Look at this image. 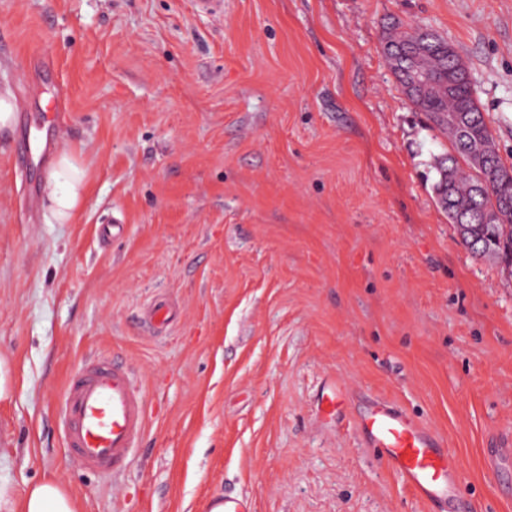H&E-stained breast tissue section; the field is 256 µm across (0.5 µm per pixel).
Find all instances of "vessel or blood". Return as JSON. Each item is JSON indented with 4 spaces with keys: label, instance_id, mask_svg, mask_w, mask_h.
Returning a JSON list of instances; mask_svg holds the SVG:
<instances>
[{
    "label": "vessel or blood",
    "instance_id": "1",
    "mask_svg": "<svg viewBox=\"0 0 512 512\" xmlns=\"http://www.w3.org/2000/svg\"><path fill=\"white\" fill-rule=\"evenodd\" d=\"M56 116L41 113L36 121L22 120L13 147L20 167L40 164L51 148L46 131ZM349 388L336 380L320 396L324 413L336 415ZM64 446L81 465L100 473L123 468L142 441L147 425L145 398L131 368L121 359L94 357L71 373L58 413ZM356 427L369 447L378 449L387 466L425 502L441 512H469L460 496V465L447 440L405 411L376 399ZM205 512H251L249 499L215 495Z\"/></svg>",
    "mask_w": 512,
    "mask_h": 512
}]
</instances>
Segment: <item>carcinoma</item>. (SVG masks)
Wrapping results in <instances>:
<instances>
[{
    "instance_id": "cac0c4a2",
    "label": "carcinoma",
    "mask_w": 512,
    "mask_h": 512,
    "mask_svg": "<svg viewBox=\"0 0 512 512\" xmlns=\"http://www.w3.org/2000/svg\"><path fill=\"white\" fill-rule=\"evenodd\" d=\"M414 39L420 40V49L429 71L451 87L449 92L412 99L417 107L428 113L439 129L448 134L457 152V155L447 156L438 162L439 179L434 185L437 202L449 220L457 225L464 246L472 254L512 258V211H507L501 199V193L512 191L506 182L507 178H512V166L506 165L499 154H494L493 162L502 172L498 188L475 193V187L484 178V170L471 162V153L481 144L494 143V138L474 98V87L465 71L453 67V58L457 57L455 49L438 36L425 38L415 32L404 33L388 38L383 44V51L391 57L397 47ZM452 112L468 115L464 131L448 126V114Z\"/></svg>"
}]
</instances>
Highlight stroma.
I'll return each instance as SVG.
<instances>
[{
    "instance_id": "1",
    "label": "stroma",
    "mask_w": 512,
    "mask_h": 512,
    "mask_svg": "<svg viewBox=\"0 0 512 512\" xmlns=\"http://www.w3.org/2000/svg\"><path fill=\"white\" fill-rule=\"evenodd\" d=\"M423 24L468 67L512 163V0H0V89L82 150L75 223L0 130V494L79 512H432L364 445L381 398L442 434L472 512H512V264L436 200L447 134L382 43ZM119 221L121 238L103 241ZM174 318L149 330L153 303ZM136 373L147 428L113 478L56 406L86 358ZM350 395L317 410L328 378ZM501 451L489 468L486 451ZM9 512H77L75 497L59 481L33 485ZM206 512H251L249 499L238 496H211L205 507Z\"/></svg>"
}]
</instances>
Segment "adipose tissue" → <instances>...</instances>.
<instances>
[{
	"instance_id": "ef3b65f1",
	"label": "adipose tissue",
	"mask_w": 512,
	"mask_h": 512,
	"mask_svg": "<svg viewBox=\"0 0 512 512\" xmlns=\"http://www.w3.org/2000/svg\"><path fill=\"white\" fill-rule=\"evenodd\" d=\"M88 166L71 147L57 155L45 178L43 194L53 218L61 224L73 222L87 191ZM11 512H77L74 496L61 482L46 481L33 485Z\"/></svg>"
}]
</instances>
